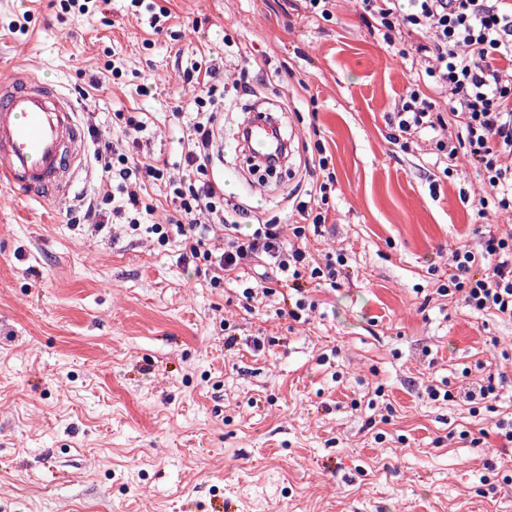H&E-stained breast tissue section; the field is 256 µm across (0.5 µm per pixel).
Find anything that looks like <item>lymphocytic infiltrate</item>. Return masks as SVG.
Returning <instances> with one entry per match:
<instances>
[{"label": "lymphocytic infiltrate", "instance_id": "obj_1", "mask_svg": "<svg viewBox=\"0 0 512 512\" xmlns=\"http://www.w3.org/2000/svg\"><path fill=\"white\" fill-rule=\"evenodd\" d=\"M364 18L372 19L384 41L402 59L419 57L421 78L401 97L389 123L391 142L410 150L421 134L432 133V151L455 162L464 157L481 175V191L473 203L478 217L489 211L512 210V0H360ZM183 80L197 94L189 121L180 178L148 154L130 153L126 140H139L148 129L146 114H120L122 136L98 143L94 156L109 183L120 195L112 200L111 215L97 206L84 214L87 223L106 219L155 234L160 246L176 244L182 262L194 265L212 286L225 280L243 283L246 302L275 295V283L288 282L290 319L301 320L314 310L310 285L337 287L346 272L343 250L313 263L299 238L322 235L336 176L322 142H315L308 165L312 183L293 201L302 225L295 243H287L281 225L255 224L240 230L245 212L229 203L223 182L210 178L209 165L217 133L216 121L225 92L219 66L191 64ZM167 183L173 189L174 212L166 223L151 224L153 204L138 194V184ZM223 246H216V239ZM270 274L264 283L250 280L253 263ZM451 271L437 295L454 296L476 313L512 320V225L487 230L481 251L456 247L449 258Z\"/></svg>", "mask_w": 512, "mask_h": 512}]
</instances>
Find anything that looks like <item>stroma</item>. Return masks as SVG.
<instances>
[{
    "instance_id": "35a3bbf8",
    "label": "stroma",
    "mask_w": 512,
    "mask_h": 512,
    "mask_svg": "<svg viewBox=\"0 0 512 512\" xmlns=\"http://www.w3.org/2000/svg\"><path fill=\"white\" fill-rule=\"evenodd\" d=\"M151 3L170 10L167 33L128 0L79 19L59 0H0V77L61 87L102 141L120 134L114 113H148L149 148L172 176L185 126L170 108L194 96L180 66L247 77L251 93L218 117L210 173L289 233L322 142L333 225L306 246L318 259L343 246L349 272L314 292L308 322L276 316L284 283L249 311L238 283L212 287L153 235L84 223L107 189L100 174L62 203L0 185V512H211L217 499L235 512H512V449L493 432L512 413V369L476 415L426 393L468 387L512 355V322L431 293L453 248H479L512 213L478 217L459 197L477 191L475 169L444 172L429 139L390 143L388 114L415 69L356 0H337L329 21L305 18L302 0ZM110 63L120 76L91 89ZM292 79L303 87L289 91ZM261 99L295 138L266 186L233 147ZM482 429L479 448L460 436Z\"/></svg>"
}]
</instances>
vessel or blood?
I'll use <instances>...</instances> for the list:
<instances>
[{
  "label": "vessel or blood",
  "mask_w": 512,
  "mask_h": 512,
  "mask_svg": "<svg viewBox=\"0 0 512 512\" xmlns=\"http://www.w3.org/2000/svg\"><path fill=\"white\" fill-rule=\"evenodd\" d=\"M239 139L256 154L279 153L287 140L278 118L253 113ZM75 102L57 86L27 74L0 79V181L44 202L66 200L89 174Z\"/></svg>",
  "instance_id": "1"
}]
</instances>
